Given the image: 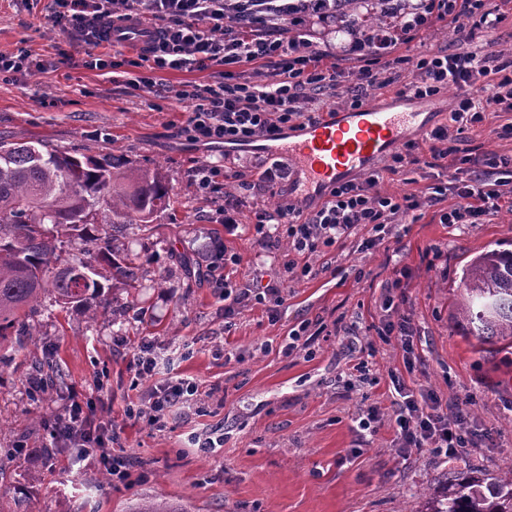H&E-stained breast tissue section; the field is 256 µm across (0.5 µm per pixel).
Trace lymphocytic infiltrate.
Masks as SVG:
<instances>
[{
    "label": "lymphocytic infiltrate",
    "mask_w": 512,
    "mask_h": 512,
    "mask_svg": "<svg viewBox=\"0 0 512 512\" xmlns=\"http://www.w3.org/2000/svg\"><path fill=\"white\" fill-rule=\"evenodd\" d=\"M225 0H53V28L70 44L97 47L110 29L128 30L142 20L157 23L155 36L140 58L105 60L94 56L88 67L154 69H199L218 67L215 80L186 86L180 93L189 112L179 129L186 139L206 144L246 146L260 138H273L296 128L299 120H313L319 112L314 94L333 86L342 77L338 65L322 66V56L297 38L284 39V22L300 24L294 0H238L240 17L231 18ZM470 21L487 32L501 21L497 7L485 0H419L396 28L369 33L352 40L349 50L361 61L357 88L350 108L361 107L365 93L389 86L385 69L410 70L406 92L426 99L455 88L450 125H439L420 141L407 142L393 153L387 169L407 176L415 173L423 157L448 162L453 173L448 180L432 184L426 200L415 195L381 191L378 176L362 182L347 181L333 188L309 216L284 206L275 211L259 210L251 226L256 243L286 238L291 258L283 265L289 279H302L314 272L312 259L323 249L351 237H360V248L374 249L388 234L398 217L454 197L455 203L440 215L444 224H477L485 216L512 209V157L494 152L474 154L465 148L466 133L483 122L486 111L512 112V61L475 50L445 51L420 55L417 60L399 54L434 19ZM263 63L269 70L263 84L237 81L233 71L241 63ZM485 80L489 94L476 99L472 89ZM238 265L237 254L225 256L213 268L216 287L224 291V313L234 314L249 301L279 307L280 283L266 284L262 291L237 288L223 273L224 264ZM398 396L395 410L397 446L429 448L448 458L459 449L475 445L474 433L466 430L461 411H449L434 393L414 395L401 381H394ZM198 400L195 382L179 378L156 389L139 413L153 426H161L173 408ZM104 428L90 408L72 402L52 426L55 441L73 448H103Z\"/></svg>",
    "instance_id": "1"
}]
</instances>
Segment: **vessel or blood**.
<instances>
[{"mask_svg": "<svg viewBox=\"0 0 512 512\" xmlns=\"http://www.w3.org/2000/svg\"><path fill=\"white\" fill-rule=\"evenodd\" d=\"M430 113L409 99L322 114L295 135L266 145L301 176L303 196L316 203L356 174L372 169L411 134L429 125Z\"/></svg>", "mask_w": 512, "mask_h": 512, "instance_id": "b4317fda", "label": "vessel or blood"}]
</instances>
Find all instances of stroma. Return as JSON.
Segmentation results:
<instances>
[{
	"label": "stroma",
	"mask_w": 512,
	"mask_h": 512,
	"mask_svg": "<svg viewBox=\"0 0 512 512\" xmlns=\"http://www.w3.org/2000/svg\"><path fill=\"white\" fill-rule=\"evenodd\" d=\"M50 3L0 0V53L24 49L42 63L0 80V138L125 155L165 176L171 205L154 215L150 231L129 227L120 237L139 255L142 289L111 282V310L93 323L43 299L28 318L36 344L0 341V512H130L153 495L191 512H421L426 495L460 472L490 476L511 465L512 348L480 351L475 337L463 335L454 300L466 261L512 240V211L480 224H443L438 207L425 208L420 218L402 217L371 251L351 238L317 257L316 276L285 282L278 315L251 302L225 316L209 274L213 245L240 256L238 287L265 286L281 278L288 243L255 244L253 213L302 209L305 200L286 185L275 195L260 190L265 154L235 148L244 175L225 184L240 201L239 227L225 233L223 207L194 181L196 169L224 151L178 133L187 118L179 90L211 82L213 70L143 67L153 90L133 89L111 69L86 68L83 48L52 33ZM501 12L490 34L435 23L408 53L465 46L512 53V0ZM289 33L330 55L351 40L338 24L315 19ZM403 268V288L389 291ZM393 312L414 328L420 361L411 373L400 341L377 334ZM304 320L327 326L330 337L284 353L289 331ZM144 341L160 352L185 343L189 353L172 374L142 377L134 359ZM365 358L369 375L354 374ZM395 374L413 391L460 405L477 447L452 459L428 448L398 452ZM34 375L46 380L45 391L30 390ZM173 375L196 382L200 407L176 409L161 432L129 415ZM74 399L93 400L97 417L118 432L113 450L131 462L130 484L102 485L95 458L80 462L77 449L56 448L50 427ZM371 406L380 412L373 432L359 426ZM29 447L55 454L43 462L26 455Z\"/></svg>",
	"instance_id": "35a3bbf8"
}]
</instances>
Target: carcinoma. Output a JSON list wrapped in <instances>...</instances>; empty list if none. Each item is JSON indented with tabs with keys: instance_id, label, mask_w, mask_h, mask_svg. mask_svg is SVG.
<instances>
[{
	"instance_id": "obj_1",
	"label": "carcinoma",
	"mask_w": 512,
	"mask_h": 512,
	"mask_svg": "<svg viewBox=\"0 0 512 512\" xmlns=\"http://www.w3.org/2000/svg\"><path fill=\"white\" fill-rule=\"evenodd\" d=\"M389 0H332L329 11L356 33L400 24ZM171 189L157 169L140 168L122 155L43 150L30 142L0 141V339L25 326L28 312L50 294L63 308L83 311L90 321L109 305L101 270L110 279L139 281V266L103 233V225L147 227L170 204ZM94 247L87 261L73 262L65 243ZM456 302L463 327L488 344L512 347V250L474 257L462 271ZM134 512H189L163 496L147 497ZM425 512H512V464L487 478L462 472Z\"/></svg>"
}]
</instances>
